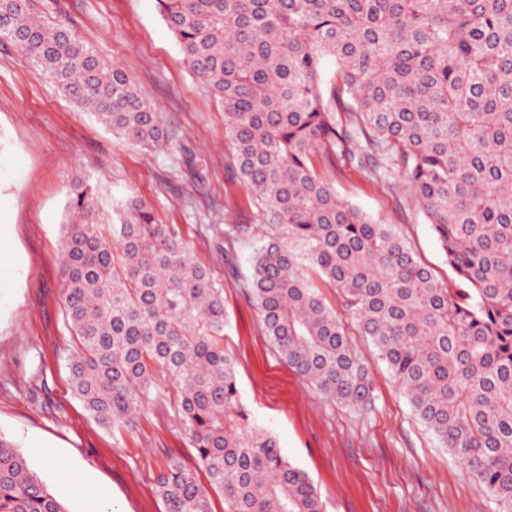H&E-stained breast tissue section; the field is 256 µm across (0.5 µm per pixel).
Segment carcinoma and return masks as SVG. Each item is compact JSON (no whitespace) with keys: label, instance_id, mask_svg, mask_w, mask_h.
I'll return each instance as SVG.
<instances>
[{"label":"carcinoma","instance_id":"carcinoma-1","mask_svg":"<svg viewBox=\"0 0 512 512\" xmlns=\"http://www.w3.org/2000/svg\"><path fill=\"white\" fill-rule=\"evenodd\" d=\"M190 71L224 110L240 178L266 220L247 282L279 360L327 398L371 405L372 384L312 275L346 311L418 419L512 512V0H157ZM0 41L114 135L174 152L134 78L37 14L0 0ZM338 78L327 84L324 65ZM370 162L409 186L455 270L443 287L386 224L310 165ZM90 188H70L61 275L71 385L114 431L172 381L176 427L196 452L156 478L165 512H322L273 436L241 424L224 350V289L176 228L131 197L110 238ZM204 474L208 485L199 480ZM0 512H70L0 435Z\"/></svg>","mask_w":512,"mask_h":512}]
</instances>
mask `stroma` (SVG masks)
<instances>
[{
  "instance_id": "1",
  "label": "stroma",
  "mask_w": 512,
  "mask_h": 512,
  "mask_svg": "<svg viewBox=\"0 0 512 512\" xmlns=\"http://www.w3.org/2000/svg\"><path fill=\"white\" fill-rule=\"evenodd\" d=\"M63 12L81 42L120 64L182 144L150 152L113 136L96 115L24 56L0 43V436L71 512H165L155 478L167 456L195 466V451L162 404L132 430L112 432L76 398L66 366L73 337L63 315L62 225L75 180L92 188V211L111 236L115 210L144 200L172 224L224 289V348L250 424L315 486L324 512H495L486 490L441 447L359 333L343 322L374 386L367 410L328 400L273 353L245 285L252 231L264 219L232 167L224 113L187 67L156 0H41ZM316 173L372 220L389 225L445 287L458 277L425 213L402 182L383 183L313 152Z\"/></svg>"
}]
</instances>
